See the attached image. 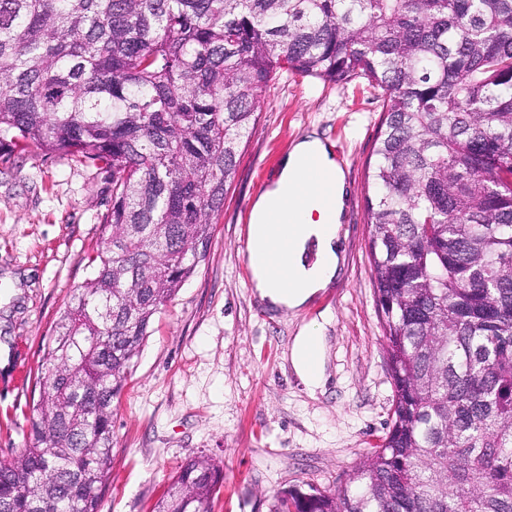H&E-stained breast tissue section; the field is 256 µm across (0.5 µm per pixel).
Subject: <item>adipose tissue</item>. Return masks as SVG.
Instances as JSON below:
<instances>
[{"label": "adipose tissue", "mask_w": 512, "mask_h": 512, "mask_svg": "<svg viewBox=\"0 0 512 512\" xmlns=\"http://www.w3.org/2000/svg\"><path fill=\"white\" fill-rule=\"evenodd\" d=\"M316 159L331 178L321 198L306 163ZM346 175L331 149L316 134L301 137L282 163L275 184L255 201L248 229L249 266L255 292L270 305L300 309L328 288L340 269V232L345 215ZM325 355L319 322L300 328L286 358L308 391L324 386V366H312L310 353Z\"/></svg>", "instance_id": "ef3b65f1"}]
</instances>
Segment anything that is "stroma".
<instances>
[{"instance_id":"35a3bbf8","label":"stroma","mask_w":512,"mask_h":512,"mask_svg":"<svg viewBox=\"0 0 512 512\" xmlns=\"http://www.w3.org/2000/svg\"><path fill=\"white\" fill-rule=\"evenodd\" d=\"M381 118L367 80L293 75L263 92L207 257L157 314L112 407V476L100 512H151L180 466H224L212 512H275L286 488L345 485L381 445L394 386L374 295L366 162ZM316 132L350 191L340 273L301 310L273 309L250 283L247 230L295 141ZM112 207L106 174L70 156L0 149V460L26 444L41 348L76 288L93 277ZM329 315L327 382L308 392L284 354Z\"/></svg>"}]
</instances>
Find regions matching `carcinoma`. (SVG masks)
I'll use <instances>...</instances> for the list:
<instances>
[{"mask_svg": "<svg viewBox=\"0 0 512 512\" xmlns=\"http://www.w3.org/2000/svg\"><path fill=\"white\" fill-rule=\"evenodd\" d=\"M290 73L381 90L366 223L394 408L341 492L280 512H512V0H0V146L112 187L0 512H100L112 404ZM223 479L192 460L152 512H211Z\"/></svg>", "mask_w": 512, "mask_h": 512, "instance_id": "1", "label": "carcinoma"}]
</instances>
